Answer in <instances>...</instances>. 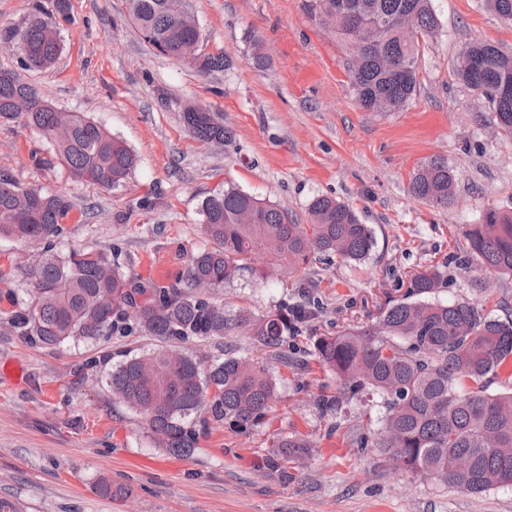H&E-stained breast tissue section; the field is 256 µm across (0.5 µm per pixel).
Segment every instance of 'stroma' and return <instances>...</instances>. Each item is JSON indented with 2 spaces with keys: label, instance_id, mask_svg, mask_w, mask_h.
<instances>
[{
  "label": "stroma",
  "instance_id": "35a3bbf8",
  "mask_svg": "<svg viewBox=\"0 0 512 512\" xmlns=\"http://www.w3.org/2000/svg\"><path fill=\"white\" fill-rule=\"evenodd\" d=\"M433 8L439 26L411 101L398 112H367L355 101L344 49L300 0H195L204 51L228 62L209 73L145 43L124 0H67L66 16L53 18L61 55L25 77L59 110L100 123L138 162L123 185L101 190L74 180L36 128L0 123V172L74 204L59 252L108 248L141 280L174 281L187 255L208 244L203 201L228 187L287 210L296 224L308 223L314 197H335L369 225L374 245L359 263H313L305 294L286 276L213 293L258 315L300 301L314 315L285 339L294 365L272 366L277 398L262 423L245 433L211 429L189 456L154 448L142 416L113 400L106 383L104 355L152 350L154 338L45 348L0 323L1 498L21 512H512L510 486L463 493L359 445L358 434L380 427L377 395L344 400L326 417L314 406L338 388L308 358L314 338L377 325L413 272L443 271L436 300L512 318V276L484 275L463 251L466 225L490 209L512 213V136L457 73L472 42L512 54V22L485 0H433ZM190 104L212 112L231 140L191 137L180 118ZM435 157L454 175L445 208L409 192L413 173ZM291 435L310 445L281 459L275 443ZM103 477L128 496L99 493Z\"/></svg>",
  "mask_w": 512,
  "mask_h": 512
}]
</instances>
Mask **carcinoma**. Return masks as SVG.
<instances>
[{"instance_id":"1","label":"carcinoma","mask_w":512,"mask_h":512,"mask_svg":"<svg viewBox=\"0 0 512 512\" xmlns=\"http://www.w3.org/2000/svg\"><path fill=\"white\" fill-rule=\"evenodd\" d=\"M128 16L143 39L171 59L201 31L179 26L193 10L192 0H126ZM302 10L331 32L347 52L350 32L380 21L382 38L348 71L357 104L369 111L386 101L402 110L415 93L422 46L438 19L432 0H301ZM410 24L415 37L399 32ZM0 46L17 55V68H0V122L33 126L49 141L70 176L100 189L122 185L137 165L134 152L99 123L79 112H59L24 79L23 70L48 68L62 52L55 26L41 11L16 27L0 29ZM490 60L480 74L459 67L472 89L483 88L499 127L512 134V55L486 42L466 46ZM188 132L204 143L222 144L231 132L205 108L184 110ZM409 191L419 200L446 208L452 204L453 175L441 158L414 173ZM63 194L23 187L0 173V237L39 246L38 259L25 271V288L5 295L0 322L44 347L95 343L104 336H152L163 345L127 355L108 374L112 397L142 415L152 443L169 453L189 455L198 436L226 423L246 432L259 424L276 399L268 361L288 362L281 351L285 333L308 321L304 304L255 315L230 310L202 294L244 276L255 280L270 271L253 264L262 250L267 263L298 272L315 255L359 263L371 250L368 225L349 205L329 196L309 204L310 223L294 224L285 211L233 187L207 198L202 224L213 246L189 256L176 282H144L121 269L112 250H56L63 221L72 209ZM480 269L512 275V216L494 209L463 232ZM442 273L414 274L408 294L418 301L390 306L378 327L349 328L320 336L311 355L336 374L339 394L320 396L321 412L339 407L342 395L376 393L385 409L377 447L405 468L462 492L481 493L512 486V389L488 392L489 374L512 355V320L491 319L468 302L423 301L442 287ZM246 336L266 361L226 356L203 366L189 352L206 340ZM465 458L460 474L455 461Z\"/></svg>"}]
</instances>
